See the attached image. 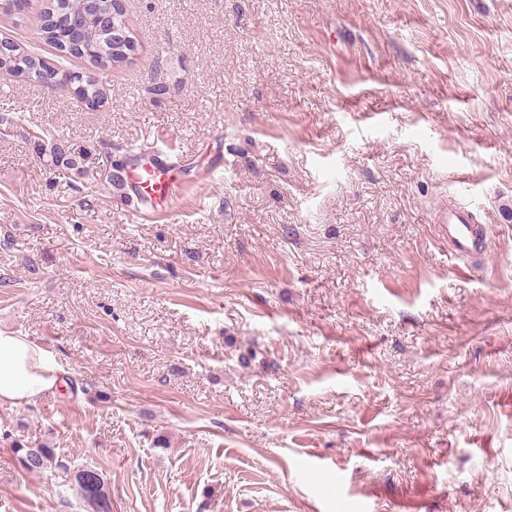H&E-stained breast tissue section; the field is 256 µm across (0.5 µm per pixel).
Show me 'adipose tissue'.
<instances>
[{"instance_id":"ef3b65f1","label":"adipose tissue","mask_w":512,"mask_h":512,"mask_svg":"<svg viewBox=\"0 0 512 512\" xmlns=\"http://www.w3.org/2000/svg\"><path fill=\"white\" fill-rule=\"evenodd\" d=\"M60 371L55 357L33 339L0 331V405L30 404L54 393Z\"/></svg>"}]
</instances>
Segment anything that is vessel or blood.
<instances>
[{
  "instance_id": "b4317fda",
  "label": "vessel or blood",
  "mask_w": 512,
  "mask_h": 512,
  "mask_svg": "<svg viewBox=\"0 0 512 512\" xmlns=\"http://www.w3.org/2000/svg\"><path fill=\"white\" fill-rule=\"evenodd\" d=\"M125 183L135 197L149 198L153 205L162 209L182 191V184L173 168L152 158L130 172ZM437 233L447 243L452 255L461 261V269L465 272L474 269L476 260L489 250L488 226L478 223L473 211L465 206L442 208L438 215Z\"/></svg>"
}]
</instances>
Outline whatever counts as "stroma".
<instances>
[{"instance_id": "35a3bbf8", "label": "stroma", "mask_w": 512, "mask_h": 512, "mask_svg": "<svg viewBox=\"0 0 512 512\" xmlns=\"http://www.w3.org/2000/svg\"><path fill=\"white\" fill-rule=\"evenodd\" d=\"M40 5L0 38L51 61ZM125 8L102 107L0 78V329L80 387L0 406V512H88L85 467L112 512H512V0ZM155 146L188 180L162 213L106 178ZM451 198L491 228L468 274ZM21 434L61 467L22 469ZM34 144L36 145L38 153L42 156L43 160L48 164V166L53 169H65L76 171L79 175L88 174L87 168L84 166L86 161V156H73L66 151L64 145L61 143L53 144L49 150L45 148V140L41 135H33ZM72 490L91 512H112V501L102 472L93 468L78 470Z\"/></svg>"}]
</instances>
